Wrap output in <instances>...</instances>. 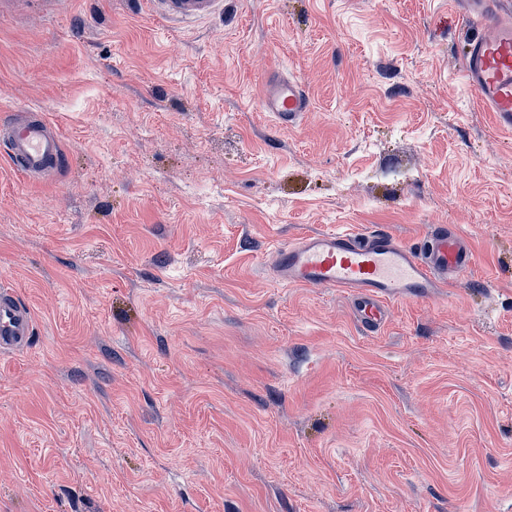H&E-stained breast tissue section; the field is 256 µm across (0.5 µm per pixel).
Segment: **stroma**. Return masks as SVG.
I'll return each instance as SVG.
<instances>
[{"label":"stroma","mask_w":512,"mask_h":512,"mask_svg":"<svg viewBox=\"0 0 512 512\" xmlns=\"http://www.w3.org/2000/svg\"><path fill=\"white\" fill-rule=\"evenodd\" d=\"M478 32L451 0L0 12V117L69 157L0 159V285L35 317L0 355V512H512V130L456 77ZM436 224L471 271L374 332L265 273L279 240ZM152 13L165 22H193L224 12V0H150ZM262 99L265 112H271L276 124L284 128L295 126L311 106L304 83L296 75L285 72L265 82ZM0 153L27 179L58 174L67 165L58 133L37 112L19 110L1 119Z\"/></svg>","instance_id":"35a3bbf8"}]
</instances>
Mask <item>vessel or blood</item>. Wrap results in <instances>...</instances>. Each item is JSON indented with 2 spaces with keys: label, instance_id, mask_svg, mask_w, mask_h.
<instances>
[{
  "label": "vessel or blood",
  "instance_id": "1",
  "mask_svg": "<svg viewBox=\"0 0 512 512\" xmlns=\"http://www.w3.org/2000/svg\"><path fill=\"white\" fill-rule=\"evenodd\" d=\"M166 22H193L223 14L224 0H150ZM464 15L487 27L467 44L461 77L484 111L512 129V10L500 0H466ZM265 111L278 126H295L311 106L310 94L294 74L281 72L264 84ZM0 156L25 178L59 173L67 156L58 133L37 112L20 110L0 119ZM269 274L282 286L330 288L348 293L360 325L369 331L389 320L393 303L424 300L465 276L473 253L464 235L436 226L423 248L414 249L385 231L336 229L307 233L275 244ZM30 307L13 289H0V354L27 350L34 331Z\"/></svg>",
  "mask_w": 512,
  "mask_h": 512
}]
</instances>
